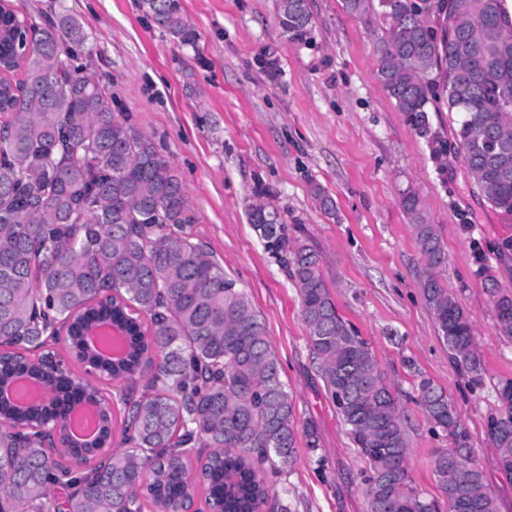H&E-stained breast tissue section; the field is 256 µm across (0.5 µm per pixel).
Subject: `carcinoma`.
I'll list each match as a JSON object with an SVG mask.
<instances>
[{"instance_id": "cac0c4a2", "label": "carcinoma", "mask_w": 512, "mask_h": 512, "mask_svg": "<svg viewBox=\"0 0 512 512\" xmlns=\"http://www.w3.org/2000/svg\"><path fill=\"white\" fill-rule=\"evenodd\" d=\"M342 0L367 22L382 20L377 77L425 140L438 170L448 140L429 113L459 114L457 158L484 200L512 217V20L502 0ZM154 24L182 47L200 40L180 0H143ZM281 34L305 44L307 0H276ZM86 34L68 15L45 27L0 4V385L29 381L37 396L0 404V512H261L264 470L296 461L295 407L264 322L213 251L187 231L195 223L170 159L113 108L112 86L85 74L76 49ZM481 135L508 150L493 158ZM430 275L425 298L451 358L481 372L473 325L437 271L436 228L419 196L404 193ZM249 221L300 297L313 358L368 468L366 512H436L413 486L409 443L396 397L369 343L345 320L319 260L290 242L288 211L266 206ZM501 335L512 338V294L486 276ZM112 323L84 347L97 322ZM65 334L73 368L53 362L48 342ZM95 368L108 393L77 375ZM428 419L455 447L432 464L448 512H497L447 394L417 384ZM500 412L488 421L500 470L512 477V378L499 380Z\"/></svg>"}]
</instances>
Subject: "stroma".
Instances as JSON below:
<instances>
[{"mask_svg":"<svg viewBox=\"0 0 512 512\" xmlns=\"http://www.w3.org/2000/svg\"><path fill=\"white\" fill-rule=\"evenodd\" d=\"M23 13L74 17L87 39L91 75L111 84L121 111L174 163L195 224L229 278L264 322L296 408L297 461L270 483V502L290 512H366L362 472L348 430L313 359L296 288L248 218L256 188L287 209L292 241L316 253L340 313L370 344L404 412L409 469L424 497L448 504L433 472L451 447L417 401L420 378L447 394L498 512H512V479L499 469L487 423L499 411L496 385L512 378V339L497 327L485 284L512 292V254L496 252L512 219L491 208L462 165L437 170L423 139L377 78L379 19L358 20L342 0H308L309 43L282 36L275 0H181L198 49L157 28L143 0H15ZM277 62L268 71L263 59ZM336 202L326 215L311 194ZM422 201L447 258L440 281L474 327L480 376L451 359L424 295L429 269L401 206ZM318 447L309 451L308 436Z\"/></svg>","mask_w":512,"mask_h":512,"instance_id":"1","label":"stroma"}]
</instances>
